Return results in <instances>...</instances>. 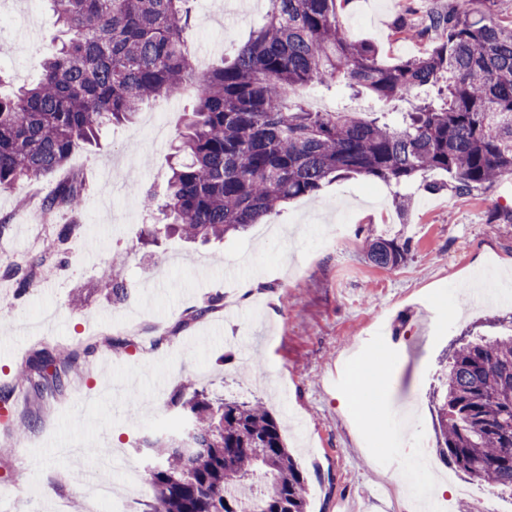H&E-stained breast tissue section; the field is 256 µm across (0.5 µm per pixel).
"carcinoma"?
Masks as SVG:
<instances>
[{
    "mask_svg": "<svg viewBox=\"0 0 512 512\" xmlns=\"http://www.w3.org/2000/svg\"><path fill=\"white\" fill-rule=\"evenodd\" d=\"M66 39L40 76L0 93V190L62 167L80 144L128 121L157 96L193 94L152 234L221 241L262 223L277 207L357 174L397 186L441 171L457 190L512 177V17L493 0H467L430 18L420 55L388 64L376 46L352 41L337 0H268L264 23L232 62L197 69L188 46L189 0H46ZM376 98L383 111L318 112L303 93L321 86ZM407 108L395 112L396 104ZM72 180L48 211L82 206ZM407 245L371 234L367 257L397 267ZM115 299L125 280L106 269ZM76 356L43 348L16 371L40 395L79 372ZM432 406L439 456L498 494L512 496V334L459 345L440 367ZM174 404L188 419L179 438L148 434L150 494L143 512H307L305 478L281 424L258 401L212 399L193 377ZM262 472L265 488L254 492Z\"/></svg>",
    "mask_w": 512,
    "mask_h": 512,
    "instance_id": "1",
    "label": "carcinoma"
}]
</instances>
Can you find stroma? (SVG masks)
Returning a JSON list of instances; mask_svg holds the SVG:
<instances>
[{"mask_svg": "<svg viewBox=\"0 0 512 512\" xmlns=\"http://www.w3.org/2000/svg\"><path fill=\"white\" fill-rule=\"evenodd\" d=\"M223 2H190V46L203 70L231 60L268 8L267 0ZM464 2L342 0L337 11L351 40L375 44L392 63L427 44L400 34L401 23L423 32L433 13ZM59 36L45 0H0L8 87L35 81ZM190 107L186 97L150 100L48 177L0 192V389L16 395L11 414L27 425L18 441L0 432V498L19 512H83L80 486L105 479L130 512H141L143 496L127 495L118 472H100L101 450L123 449L148 468L143 437L186 427L170 400L188 373L211 395L263 402L281 421L306 477L309 512H361L381 498L403 446L433 431L439 362L462 341L512 326V306H475L451 292L488 263L512 278V225L502 220L512 210V179L459 193L442 173L401 186L353 175L220 244L146 243L162 216L143 210L142 194L163 193ZM76 177L86 183L82 207L43 215L45 199ZM401 194L414 203L405 215ZM65 224L72 234L64 253L48 251ZM336 224L351 227L341 245ZM370 233L408 243L406 261L395 269L369 262ZM16 265L31 271L23 295L1 275ZM107 266L128 285L121 300L101 286ZM246 281L255 288L244 297ZM202 307L206 315L196 317ZM126 338L130 347L113 348ZM45 347L78 353L83 369L38 397L14 374ZM372 365L386 370L380 430L353 401L355 369Z\"/></svg>", "mask_w": 512, "mask_h": 512, "instance_id": "obj_1", "label": "stroma"}]
</instances>
